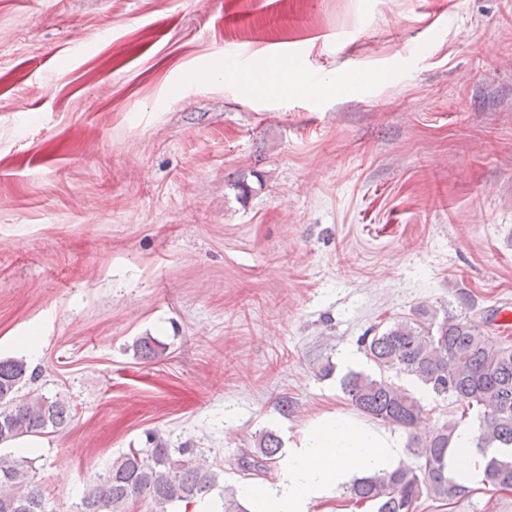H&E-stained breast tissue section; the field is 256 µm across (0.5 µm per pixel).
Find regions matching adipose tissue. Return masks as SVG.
<instances>
[{"instance_id":"obj_1","label":"adipose tissue","mask_w":512,"mask_h":512,"mask_svg":"<svg viewBox=\"0 0 512 512\" xmlns=\"http://www.w3.org/2000/svg\"><path fill=\"white\" fill-rule=\"evenodd\" d=\"M450 470L465 483L483 478L485 459L471 424L458 426ZM402 439L341 412L316 418L285 448L274 481L248 485L241 494L250 512H317L319 504L356 478L389 471L403 456Z\"/></svg>"}]
</instances>
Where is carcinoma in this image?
<instances>
[{
	"instance_id": "obj_1",
	"label": "carcinoma",
	"mask_w": 512,
	"mask_h": 512,
	"mask_svg": "<svg viewBox=\"0 0 512 512\" xmlns=\"http://www.w3.org/2000/svg\"><path fill=\"white\" fill-rule=\"evenodd\" d=\"M420 305L414 316L399 320L364 338L366 351L382 372L378 378L351 372L343 390L363 416L408 434V450L417 465L359 478L349 494L370 503L375 512H416L423 496L448 502L465 497L471 488L448 470L456 425L445 423L421 439L414 429L423 418L417 397L385 378L395 371L412 377L433 394L451 397L466 408L480 409L477 447H512V345L488 336L464 318ZM33 375L22 358L0 359V446L26 437H40L67 425L71 411L59 399L22 393ZM147 448H131L98 476L82 498L79 512H129L148 501L166 512L174 502L191 504L217 486L218 474L204 460L175 459L167 441L147 436ZM281 443L265 432L254 454L239 463L246 477L264 476L276 464ZM483 484L496 492L512 491V456L491 457ZM0 512H45L36 473L25 462L0 454Z\"/></svg>"
}]
</instances>
